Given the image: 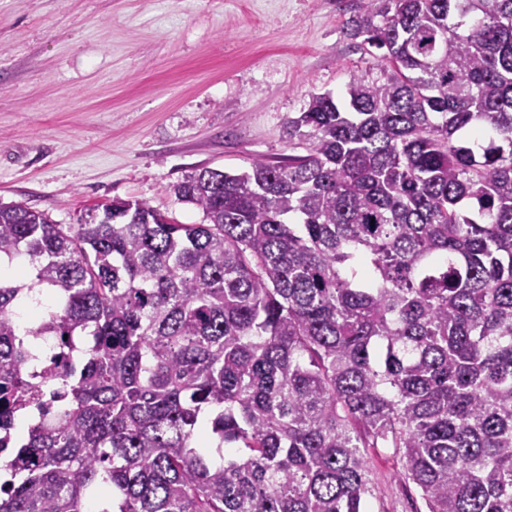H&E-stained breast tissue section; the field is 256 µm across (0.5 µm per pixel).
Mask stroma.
Returning <instances> with one entry per match:
<instances>
[{"instance_id":"obj_1","label":"stroma","mask_w":512,"mask_h":512,"mask_svg":"<svg viewBox=\"0 0 512 512\" xmlns=\"http://www.w3.org/2000/svg\"><path fill=\"white\" fill-rule=\"evenodd\" d=\"M358 0H0V203L57 224L144 200L182 224L173 184L203 167L286 161L312 94L379 73L343 23ZM371 512H414L370 450Z\"/></svg>"}]
</instances>
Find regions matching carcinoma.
I'll return each instance as SVG.
<instances>
[{
  "mask_svg": "<svg viewBox=\"0 0 512 512\" xmlns=\"http://www.w3.org/2000/svg\"><path fill=\"white\" fill-rule=\"evenodd\" d=\"M379 75L311 95L285 164L79 224L0 204V512H512V0H359ZM54 311L42 372L18 306ZM370 469L375 489V499L371 500L370 510L375 512H413L425 511L419 492L412 484H404L397 474V465L390 453L383 448H371ZM414 499L412 502L411 498Z\"/></svg>",
  "mask_w": 512,
  "mask_h": 512,
  "instance_id": "cac0c4a2",
  "label": "carcinoma"
}]
</instances>
